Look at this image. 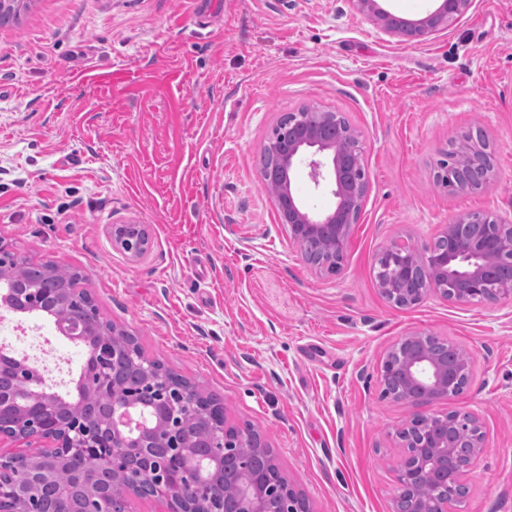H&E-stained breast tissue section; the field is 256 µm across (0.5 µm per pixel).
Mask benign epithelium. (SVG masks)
Segmentation results:
<instances>
[{
    "label": "benign epithelium",
    "instance_id": "7a95c632",
    "mask_svg": "<svg viewBox=\"0 0 512 512\" xmlns=\"http://www.w3.org/2000/svg\"><path fill=\"white\" fill-rule=\"evenodd\" d=\"M354 9L371 20L384 34L422 42L430 35L452 25L465 15L472 0H441L426 16L411 20L396 16L379 6L378 0H351ZM312 110L321 113L322 123L313 126L305 116ZM260 177L267 186L279 216L288 228V236L302 258L315 271L329 268L344 259L345 246L353 224L363 209L367 195L364 148L360 132L343 114L318 107L302 108L281 116L271 136L261 148ZM300 166L314 188L330 193L334 206L315 212L297 197L294 173ZM495 177L494 151L485 141L465 133L453 141L439 160L435 181L439 185L458 186L466 179L482 180L487 187ZM111 228L112 245L132 258L143 255L148 240H135L117 234ZM438 239L451 242L442 251L434 245L421 249L407 241L394 239L375 256L374 269L380 294L396 307L417 305L428 294L441 296L462 306H483L502 299L512 300V219L492 210L457 215L442 225ZM22 263L10 242L0 236V306L6 309L38 308L43 300L30 291V285L16 280L11 271ZM47 299L59 310L56 329L70 340H79L86 331L101 324L93 301L72 307L55 291ZM431 334L412 332L400 337L388 351L382 366L381 381L392 382L396 401L413 406L429 405L451 398L462 391L473 376V357L464 353L448 359V348L436 351ZM133 371L161 389L170 381L152 362L135 351L125 358H112V368L90 374L80 380V388L91 390L95 384L112 386V404L101 422L100 432H92L61 412L64 403L58 395L43 389L44 377L28 362L0 366V438L26 442H45L57 454H82L88 448H109L97 464L78 476L85 489L106 498L111 484L122 480L127 494L140 499H163L171 512H200L197 497L183 494L179 475L168 470L163 476L137 473L139 461L152 460L156 448H164L162 433L185 410L196 403L208 407L209 446L222 448L225 474L236 478V497L224 501V512H310L306 500L289 483L270 482L266 472L240 460L235 449L247 445L265 453L268 445L251 428L231 429L226 425L221 403L197 389L181 391L177 400H160L149 405V420L136 432L126 431L120 417L137 406L136 393L125 388V373ZM406 452L396 470L397 500L410 502L407 512H431L430 506L415 497L418 486L435 479L465 482L469 468L483 452V433L478 421L467 413H417L405 425ZM9 471L21 475L14 488L21 494L44 481L42 470L28 462V456L10 457Z\"/></svg>",
    "mask_w": 512,
    "mask_h": 512
}]
</instances>
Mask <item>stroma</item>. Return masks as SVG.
Here are the masks:
<instances>
[{
	"label": "stroma",
	"instance_id": "obj_1",
	"mask_svg": "<svg viewBox=\"0 0 512 512\" xmlns=\"http://www.w3.org/2000/svg\"><path fill=\"white\" fill-rule=\"evenodd\" d=\"M304 106L344 113L365 145L336 275L303 261L259 174L273 127ZM472 127L498 149L496 177L448 193L436 164ZM488 209L512 216V0H473L422 42L351 0H34L0 27V237L80 273L103 321L263 435L311 512H392L416 409L383 396L381 367L409 332L475 360L464 393L428 407L484 435L449 512H512V302L399 308L373 268L391 240L422 247ZM133 219L150 236L137 259L109 233ZM19 321L66 358L58 390H74L85 346Z\"/></svg>",
	"mask_w": 512,
	"mask_h": 512
}]
</instances>
